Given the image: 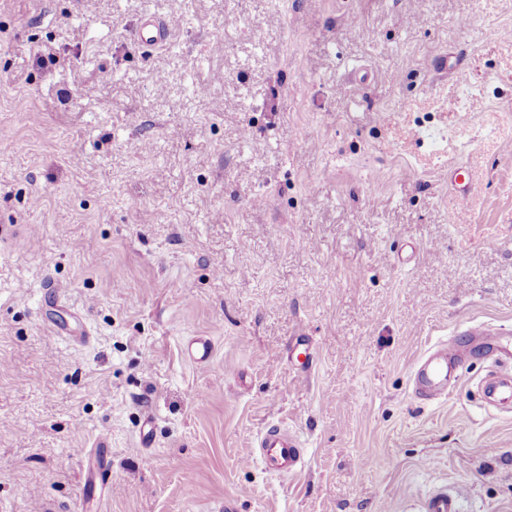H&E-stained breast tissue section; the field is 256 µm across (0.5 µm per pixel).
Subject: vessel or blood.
<instances>
[{
	"label": "vessel or blood",
	"mask_w": 512,
	"mask_h": 512,
	"mask_svg": "<svg viewBox=\"0 0 512 512\" xmlns=\"http://www.w3.org/2000/svg\"><path fill=\"white\" fill-rule=\"evenodd\" d=\"M171 28L169 21L150 18L137 26L135 39L142 48L154 49L166 44ZM213 353L214 345L206 337L192 339L187 345L189 360L198 366L207 365ZM460 363L461 351L455 338L431 348L413 371L414 393L426 399L447 394L448 380L457 377ZM304 454L299 437L272 425L261 434L257 447L250 449L248 456L259 460L266 471L288 475L302 469ZM425 507L427 512H468L469 501L465 492L438 490L427 497Z\"/></svg>",
	"instance_id": "obj_1"
}]
</instances>
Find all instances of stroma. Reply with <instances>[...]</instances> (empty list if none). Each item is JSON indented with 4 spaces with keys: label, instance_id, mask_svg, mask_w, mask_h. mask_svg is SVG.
<instances>
[{
    "label": "stroma",
    "instance_id": "35a3bbf8",
    "mask_svg": "<svg viewBox=\"0 0 512 512\" xmlns=\"http://www.w3.org/2000/svg\"><path fill=\"white\" fill-rule=\"evenodd\" d=\"M0 130V512H512V0H0ZM171 22L159 19H146L135 30L137 43L145 49L164 46L171 34ZM214 345L209 338L198 337L187 345L188 359L197 366L207 365L213 357ZM461 351L455 337L431 348L413 370L415 394L432 399L448 393V379L459 377ZM304 454L299 437L271 425L259 437L258 448L249 450L248 457L259 460L266 471L288 475L302 469ZM427 512H469L468 497L463 491L448 493L447 490L432 492L426 499Z\"/></svg>",
    "mask_w": 512,
    "mask_h": 512
}]
</instances>
